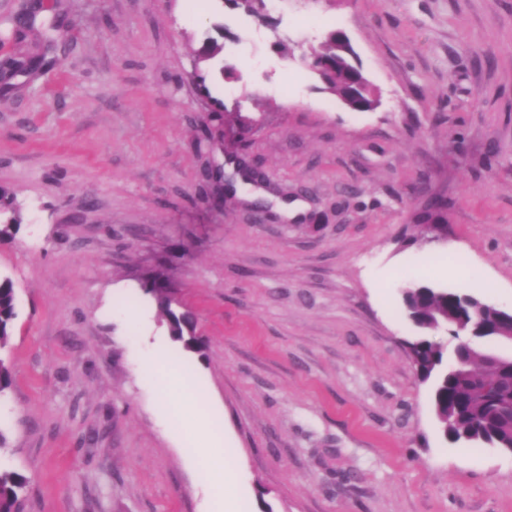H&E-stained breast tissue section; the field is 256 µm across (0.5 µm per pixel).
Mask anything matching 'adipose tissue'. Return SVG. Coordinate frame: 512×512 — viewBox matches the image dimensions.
Listing matches in <instances>:
<instances>
[{
  "mask_svg": "<svg viewBox=\"0 0 512 512\" xmlns=\"http://www.w3.org/2000/svg\"><path fill=\"white\" fill-rule=\"evenodd\" d=\"M149 366L157 368L168 390L173 415H180L185 407L208 409L209 396L200 392L193 381L170 362L164 352L154 353L148 360ZM200 430L207 437V448L197 449V456L205 460V471L209 485L215 491L214 501L217 512H236L237 507V465L233 449L223 448L224 429L215 422L200 420Z\"/></svg>",
  "mask_w": 512,
  "mask_h": 512,
  "instance_id": "ef3b65f1",
  "label": "adipose tissue"
}]
</instances>
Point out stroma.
<instances>
[{
	"label": "stroma",
	"mask_w": 512,
	"mask_h": 512,
	"mask_svg": "<svg viewBox=\"0 0 512 512\" xmlns=\"http://www.w3.org/2000/svg\"><path fill=\"white\" fill-rule=\"evenodd\" d=\"M38 2L65 37L0 98L20 209L0 468L27 478L23 512H212L196 411L168 418L153 349L212 397L240 512H512V454L441 436L401 299L422 281L512 307V0H279L263 21ZM336 29L372 110L305 60ZM208 38L224 71L201 81ZM223 51V46L215 40H207L196 51L194 58L195 70L200 66L218 67L219 71L223 73L224 68L220 67V55ZM163 312L168 321L170 336L175 341L181 342L186 349H199L200 340L195 336V325L191 317L186 313L173 311L169 302L165 303Z\"/></svg>",
	"instance_id": "35a3bbf8"
}]
</instances>
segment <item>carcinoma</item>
I'll return each instance as SVG.
<instances>
[{
	"instance_id": "1",
	"label": "carcinoma",
	"mask_w": 512,
	"mask_h": 512,
	"mask_svg": "<svg viewBox=\"0 0 512 512\" xmlns=\"http://www.w3.org/2000/svg\"><path fill=\"white\" fill-rule=\"evenodd\" d=\"M15 24L29 33L37 31L34 5L20 3L14 16ZM223 46L208 40L196 51L194 67H220ZM353 49L344 46L330 32L320 48L311 55L324 64L318 71L327 88L338 97L349 95L359 84L358 96L373 102L374 90L361 69L351 62ZM46 65L45 55L5 57L0 60V91L14 88L18 75L32 74ZM18 206L7 191L0 189V240L14 235ZM403 305L409 319L419 329V335L408 342L417 373L430 384L431 401L439 428L448 430L455 442L470 445H490L504 451L512 449V365L509 357L491 349L478 350L468 344L454 349L455 368L448 369L446 348L435 341L434 331L448 319V329H465L475 324H494L499 315L495 308L479 298L428 285H414L403 291ZM163 312L172 338L185 348H200L195 325L186 313H177L165 303ZM17 317V298L11 279L0 277V350L4 349ZM27 484L25 476L0 470V512H21V497Z\"/></svg>"
}]
</instances>
